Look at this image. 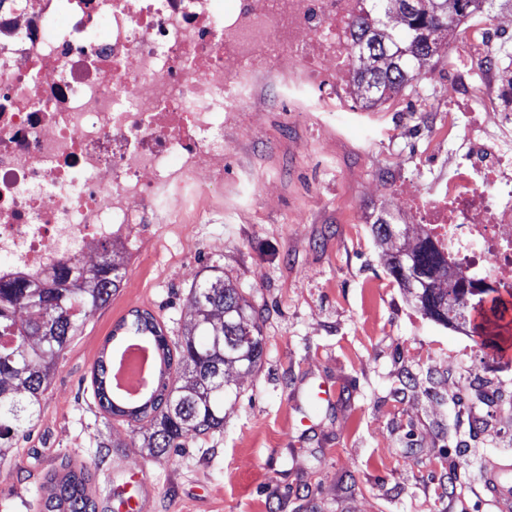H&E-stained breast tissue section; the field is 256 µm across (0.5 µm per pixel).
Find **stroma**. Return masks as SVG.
Returning a JSON list of instances; mask_svg holds the SVG:
<instances>
[{
	"instance_id": "obj_1",
	"label": "stroma",
	"mask_w": 512,
	"mask_h": 512,
	"mask_svg": "<svg viewBox=\"0 0 512 512\" xmlns=\"http://www.w3.org/2000/svg\"><path fill=\"white\" fill-rule=\"evenodd\" d=\"M454 71L445 56L376 107L352 98L325 151L314 122H289L287 88H270L279 107L225 158L223 202L189 232L166 226L151 249L119 254V290L88 311L38 421L0 468V512H35L65 459L96 468L98 512H119L134 473L146 512H492L482 476L512 465V350L493 355L468 330L427 318L371 231L389 213L421 237L392 188L413 176L429 192L440 162L426 148L434 115L420 93ZM209 265L255 306L263 356L252 372H230L238 398L223 429L159 462L142 433L102 416L93 368L132 310L179 336ZM320 382L335 387L333 401L309 397Z\"/></svg>"
}]
</instances>
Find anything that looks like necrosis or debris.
<instances>
[{"mask_svg": "<svg viewBox=\"0 0 512 512\" xmlns=\"http://www.w3.org/2000/svg\"><path fill=\"white\" fill-rule=\"evenodd\" d=\"M361 0H0V283L35 282L93 247L150 244L224 190V156L260 130L264 84L297 74L350 98ZM486 27L450 46L468 106L433 129L447 173L407 200L449 263L512 293V114ZM445 151V150H444Z\"/></svg>", "mask_w": 512, "mask_h": 512, "instance_id": "4bbe7bcc", "label": "necrosis or debris"}]
</instances>
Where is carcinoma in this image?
I'll list each match as a JSON object with an SVG mask.
<instances>
[{
  "label": "carcinoma",
  "instance_id": "1",
  "mask_svg": "<svg viewBox=\"0 0 512 512\" xmlns=\"http://www.w3.org/2000/svg\"><path fill=\"white\" fill-rule=\"evenodd\" d=\"M363 0V14L349 27L353 81L370 89L362 97L366 107L405 91L416 79L417 68L448 52V44L435 46L439 36L461 19L483 11L486 0H454L453 14L434 11V0H414L404 23L384 30L380 21L383 3ZM394 224L389 216L372 224L374 236L386 242ZM448 258L432 239L409 245L401 258L389 262V274L401 288L414 289L424 314L443 324L467 325L477 344L499 352L512 341V299L495 288L486 293L490 306L476 310L462 304L463 290L472 283L460 271L448 273ZM209 275L192 289L194 314L190 327L169 342L163 328L147 311H133V320L121 319L117 331L126 330L120 344L146 341L157 351V376L142 399L128 401L112 384V348L93 371L94 399L104 417H121L135 423L148 436L150 455L170 459L180 455L188 442L224 427V402L234 392L226 369L250 372L263 355V336L252 304L224 275L221 266L208 267ZM124 277L112 251L103 248L100 261L79 267L66 260L53 275L32 284H0V465L11 462L26 425L40 410L60 353L70 344L87 311L103 306ZM191 373L195 385L179 384L168 370L172 361ZM38 512H97L95 473L86 465L70 463L47 475L37 500Z\"/></svg>",
  "mask_w": 512,
  "mask_h": 512
}]
</instances>
